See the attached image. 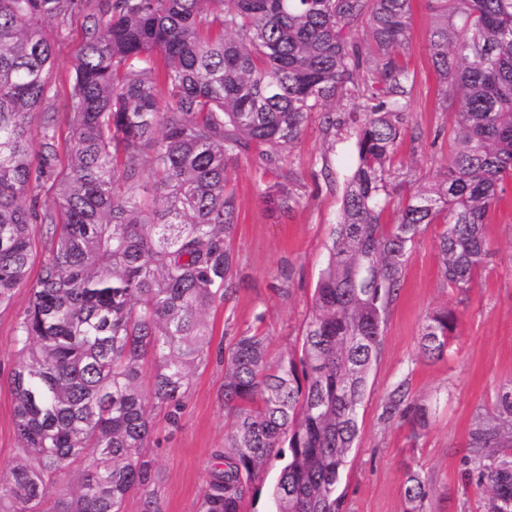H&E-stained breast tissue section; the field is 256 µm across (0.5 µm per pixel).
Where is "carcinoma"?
Listing matches in <instances>:
<instances>
[{"label": "carcinoma", "instance_id": "carcinoma-1", "mask_svg": "<svg viewBox=\"0 0 512 512\" xmlns=\"http://www.w3.org/2000/svg\"><path fill=\"white\" fill-rule=\"evenodd\" d=\"M429 52L443 110L457 117L447 171L399 200L398 145L415 75L412 0H0V304L30 285L12 377L17 455L0 472V512H163L148 452L153 412L177 408L207 359L211 311L237 292L228 165L254 150L268 169L311 114L329 136L352 124L357 162L316 283L300 356L272 360L245 331L224 353V448L201 512H240L270 458L284 460L274 512H340L336 490L408 252L432 224L441 272L463 294L490 254L486 224L512 176V0H429ZM93 20L71 62L59 168L47 111L56 59L47 25ZM356 96L360 114L330 106ZM46 109L40 129L30 116ZM52 180L40 209L36 183ZM297 203L282 187L273 204ZM52 226L28 283L29 226ZM454 311L427 316L419 348L441 359ZM381 418L424 429L407 381ZM512 383L477 416L463 455L488 512H512ZM88 461L61 490L58 478ZM409 512L426 489L408 471Z\"/></svg>", "mask_w": 512, "mask_h": 512}]
</instances>
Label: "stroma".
Instances as JSON below:
<instances>
[{
	"label": "stroma",
	"mask_w": 512,
	"mask_h": 512,
	"mask_svg": "<svg viewBox=\"0 0 512 512\" xmlns=\"http://www.w3.org/2000/svg\"><path fill=\"white\" fill-rule=\"evenodd\" d=\"M431 15L427 0H413V41L409 52L415 73L409 120L420 140L403 139L397 157L405 180L434 183L443 176L456 133V115L438 103V81L428 50ZM57 69L54 89L65 98L70 62L85 39V21L76 17L49 25ZM356 163L351 127L325 137L319 116H312L300 143L281 167L259 169L243 156L229 167L236 194V223L230 244L239 288L231 301L209 318L213 344L229 345L251 330L268 338L276 359L298 353L312 294L327 261L326 246L336 224L346 176ZM333 177L324 179L322 166ZM289 182L298 203L283 213L266 202V188ZM438 225H431L408 254L403 286L384 327L381 351L373 363L368 391L359 409V434L337 493L342 512H407V471L428 484L424 512H486V498L464 476L463 446L479 412L492 406L502 386L512 382V183L490 213L492 254L467 294L448 288L440 273ZM28 289L0 306V470L16 455L11 376L18 362V316ZM448 308L458 316V335L447 355L423 358L419 336L426 316ZM408 380L411 398L427 405L431 417L419 437L408 422L381 417L388 392ZM224 361L210 354L194 371L177 426L157 416L153 452L160 469L157 487L164 512H200L203 487L223 447L231 418L221 390Z\"/></svg>",
	"instance_id": "1"
}]
</instances>
